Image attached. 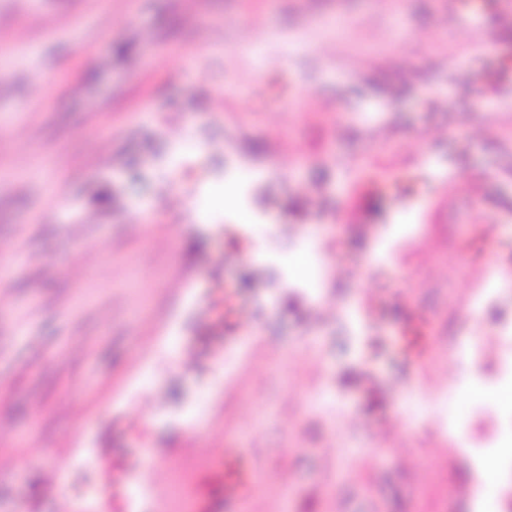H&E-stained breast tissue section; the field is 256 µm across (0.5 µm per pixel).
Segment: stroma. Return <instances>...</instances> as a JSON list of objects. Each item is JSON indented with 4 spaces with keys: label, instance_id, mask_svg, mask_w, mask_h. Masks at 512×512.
Wrapping results in <instances>:
<instances>
[{
    "label": "stroma",
    "instance_id": "1",
    "mask_svg": "<svg viewBox=\"0 0 512 512\" xmlns=\"http://www.w3.org/2000/svg\"><path fill=\"white\" fill-rule=\"evenodd\" d=\"M1 44L0 512H124L149 454V503L190 512L227 445L261 466L255 512H512V280L476 277L512 269L500 0H0ZM318 304L335 317L312 324ZM501 345L497 353L498 381L512 382V323L506 322L499 327Z\"/></svg>",
    "mask_w": 512,
    "mask_h": 512
}]
</instances>
